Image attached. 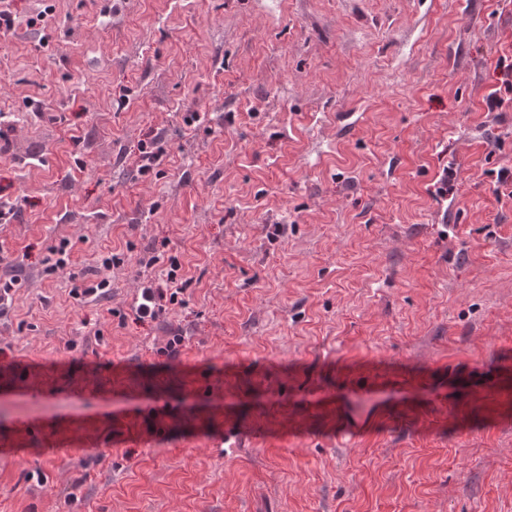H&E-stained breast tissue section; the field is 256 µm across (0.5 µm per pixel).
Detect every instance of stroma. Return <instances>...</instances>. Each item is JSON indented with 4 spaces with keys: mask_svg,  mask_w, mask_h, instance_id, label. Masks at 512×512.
I'll use <instances>...</instances> for the list:
<instances>
[{
    "mask_svg": "<svg viewBox=\"0 0 512 512\" xmlns=\"http://www.w3.org/2000/svg\"><path fill=\"white\" fill-rule=\"evenodd\" d=\"M1 9L0 512H512V0ZM178 270V265L173 259L166 274L169 288H162L152 281L144 282L136 301V315L139 321L156 320L165 313L167 303L177 302L178 294L184 290L183 283H180V287L177 283Z\"/></svg>",
    "mask_w": 512,
    "mask_h": 512,
    "instance_id": "obj_1",
    "label": "stroma"
}]
</instances>
